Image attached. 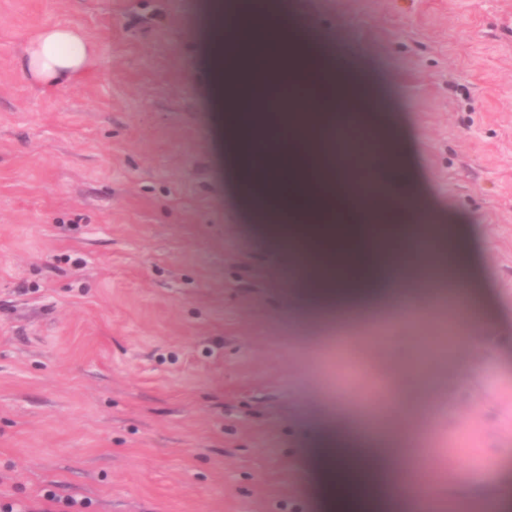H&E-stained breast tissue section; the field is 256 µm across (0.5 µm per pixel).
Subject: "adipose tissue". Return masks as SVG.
Here are the masks:
<instances>
[{
    "mask_svg": "<svg viewBox=\"0 0 512 512\" xmlns=\"http://www.w3.org/2000/svg\"><path fill=\"white\" fill-rule=\"evenodd\" d=\"M268 29L276 31L281 50L265 63L266 79L303 86L314 68L308 52L289 44L287 28L276 22L275 7H268L263 18L246 24L234 62L219 54L208 62L229 118H237L255 97L252 51ZM94 63L95 49L79 31L54 26L29 40L21 68L43 87L61 89L82 80ZM319 70L324 85L334 89V96L310 101L299 95L279 94L271 101L272 111L282 130L301 135V160L292 167L294 185L318 183L326 211L335 209L338 199L348 198L358 221L338 234L333 225L319 220L318 213L311 210L283 206L262 215V222L270 224L298 270V295L309 293L322 301L334 294H355L379 277L381 267L392 264L404 287L440 297L449 287H460L471 302L483 303L485 283L468 277L473 252L466 226L422 224L408 244L403 235L381 233L377 207L368 204L360 191H346L320 140L307 130L319 115L334 108L336 100L353 101L364 90L356 83L337 82L328 66ZM363 142L376 147L380 160L397 150L386 126L365 113L352 124L346 141L352 157H359ZM434 362V354L428 351L417 359L409 355L397 361L387 381L389 405L368 418L355 447H346L345 435L334 425L317 427L309 448L313 474L317 485L336 489L335 494L324 497L323 512H369L382 494L391 500L396 512H435L438 504L447 502L465 503L472 512H503L505 504L512 502V480L497 474L465 478L446 488L423 481L413 495L401 496L396 482L398 469L407 459L421 457L418 443L423 434L414 420L429 414L430 398L447 391L446 380L433 371ZM409 435L414 437L415 447H403Z\"/></svg>",
    "mask_w": 512,
    "mask_h": 512,
    "instance_id": "ef3b65f1",
    "label": "adipose tissue"
}]
</instances>
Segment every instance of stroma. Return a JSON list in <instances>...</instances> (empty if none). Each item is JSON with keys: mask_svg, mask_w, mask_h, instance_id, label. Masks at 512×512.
<instances>
[{"mask_svg": "<svg viewBox=\"0 0 512 512\" xmlns=\"http://www.w3.org/2000/svg\"><path fill=\"white\" fill-rule=\"evenodd\" d=\"M198 0H0V498L45 491L87 512H318L308 447L332 412L321 379L366 414L386 405L391 341L361 325L380 292L345 298L356 325L313 361L334 319L306 316L268 225L224 193L219 121L197 69ZM344 60L402 115L403 176L441 223L471 226L473 278L512 331V0H304ZM75 27L95 65L66 89L20 61ZM444 443L482 425L474 472L512 469V338L449 347ZM477 371L461 383L455 361Z\"/></svg>", "mask_w": 512, "mask_h": 512, "instance_id": "1", "label": "stroma"}]
</instances>
